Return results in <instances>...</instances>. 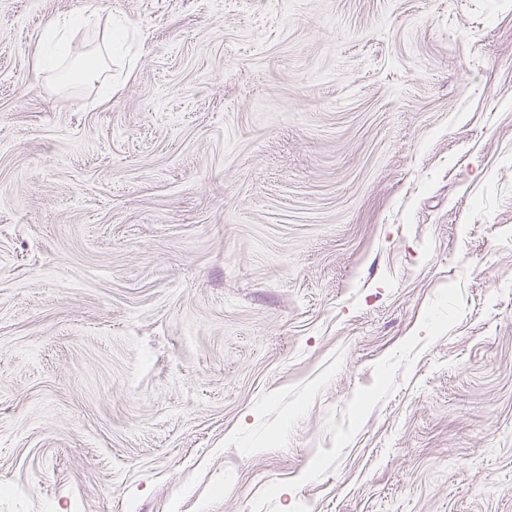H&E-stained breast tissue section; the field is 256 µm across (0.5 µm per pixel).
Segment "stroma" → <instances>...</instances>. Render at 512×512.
Returning <instances> with one entry per match:
<instances>
[{
  "label": "stroma",
  "mask_w": 512,
  "mask_h": 512,
  "mask_svg": "<svg viewBox=\"0 0 512 512\" xmlns=\"http://www.w3.org/2000/svg\"><path fill=\"white\" fill-rule=\"evenodd\" d=\"M0 0V512H512V0ZM106 6L103 8L98 7L97 0H85L81 8L64 16L50 17L45 25V43L39 51V63L42 65H49L51 57L48 54V46L61 45L64 46L66 51L71 48V34L75 27L86 25L91 20H95L99 10H107L109 14L112 12V1H102Z\"/></svg>",
  "instance_id": "stroma-1"
}]
</instances>
